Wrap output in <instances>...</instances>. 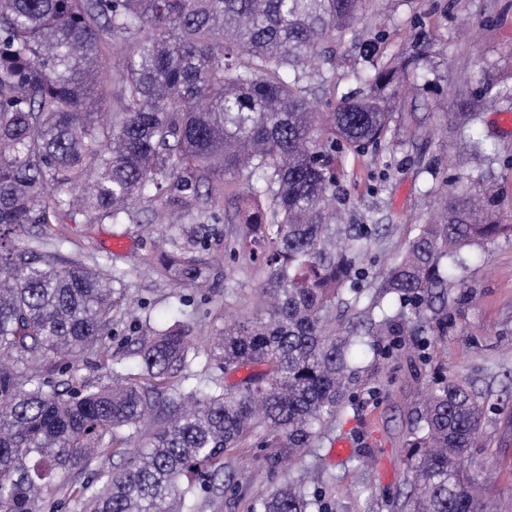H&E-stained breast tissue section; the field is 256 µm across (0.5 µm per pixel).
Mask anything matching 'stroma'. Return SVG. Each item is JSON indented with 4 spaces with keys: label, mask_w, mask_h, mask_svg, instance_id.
Returning a JSON list of instances; mask_svg holds the SVG:
<instances>
[{
    "label": "stroma",
    "mask_w": 512,
    "mask_h": 512,
    "mask_svg": "<svg viewBox=\"0 0 512 512\" xmlns=\"http://www.w3.org/2000/svg\"><path fill=\"white\" fill-rule=\"evenodd\" d=\"M377 21L359 25L334 44L341 64H320L311 88L323 110L352 95L354 71L370 70L428 46L426 79L394 99L392 134L410 131L402 144L364 154L342 151L336 205L350 224H379L364 257L365 274L357 286L373 296L392 258L404 252L438 194L485 173L502 199L505 221L512 224V131L499 114L512 111V99L485 102L475 78L487 68L493 81L512 87V0H377ZM481 100L476 126L486 140L485 154L469 158L463 141L450 131L462 99ZM224 222L212 225L206 247L193 257L204 287H175L143 257L162 248L152 211L135 207L125 224H67L69 242L55 249L47 228L35 226L42 251L59 266L80 263L127 271L128 296L136 313L116 314L112 363L93 354L81 356L69 375L54 363L38 368L53 383L90 385L113 371H140L132 352L139 340L172 324L180 298L189 301L195 330L224 324V316L247 306L257 279L252 266L224 248ZM456 271L458 288L448 294V327L428 323L413 335L390 337L381 345L354 347L356 377L340 415L318 448L301 464L312 472L323 512H408L406 453L415 441L428 388L449 379L470 384L485 406V421L465 462L486 497L512 512V236L463 251ZM351 445L343 459L336 441ZM234 479L203 505L201 512H258L260 501L283 473L269 474L264 449L249 445L231 459Z\"/></svg>",
    "instance_id": "obj_1"
}]
</instances>
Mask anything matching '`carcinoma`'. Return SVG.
Here are the masks:
<instances>
[{"label":"carcinoma","instance_id":"obj_1","mask_svg":"<svg viewBox=\"0 0 512 512\" xmlns=\"http://www.w3.org/2000/svg\"><path fill=\"white\" fill-rule=\"evenodd\" d=\"M370 0H0V512H38L52 472L84 471L112 445L139 438L116 471L72 483L86 512H199L224 481V455L260 439L270 468L302 459L336 421L356 369L358 325L382 342L409 336L413 318L357 317L336 327V306L363 275L377 224L336 212V148L364 154L387 142L394 87L417 60L354 73L367 93L333 112L305 82L312 63L336 66L325 46L365 20ZM112 67L116 105H98ZM455 132L479 157L474 112ZM249 174L225 244L259 262L250 311L208 337L191 370L194 337L173 325L136 351L140 382L60 390L35 363L92 353L112 359L114 314L129 304L127 273L57 267L11 236L29 224H124L129 205L224 212L220 187ZM479 175L440 195L381 292L430 309L456 286L461 251L512 234ZM208 227L192 224L159 265L179 284L203 283L190 256ZM251 364L266 366L234 383ZM484 418L469 385L450 379L423 404V435L408 449V512H493L463 466ZM308 470L263 500L264 512H314Z\"/></svg>","mask_w":512,"mask_h":512}]
</instances>
